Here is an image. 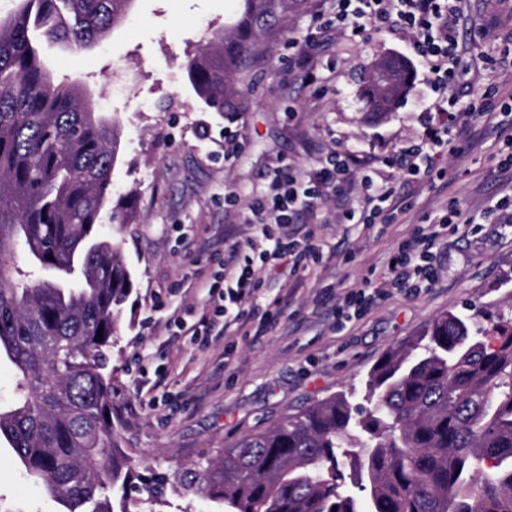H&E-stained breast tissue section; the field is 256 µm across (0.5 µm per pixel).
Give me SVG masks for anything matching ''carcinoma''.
I'll return each mask as SVG.
<instances>
[{"instance_id":"carcinoma-1","label":"carcinoma","mask_w":512,"mask_h":512,"mask_svg":"<svg viewBox=\"0 0 512 512\" xmlns=\"http://www.w3.org/2000/svg\"><path fill=\"white\" fill-rule=\"evenodd\" d=\"M235 32L211 34L186 65L201 101L226 84L283 0H240ZM132 0H17L0 16V355L16 369L0 438L61 512H114L110 495L151 502L167 484L213 512H512V319L449 312L371 367L356 388L248 434L198 470L133 484L104 374L131 277L95 234L117 160L118 121L82 86L55 81L31 29L92 48ZM368 111L392 112L412 70L387 55ZM25 267L11 261L16 250ZM103 338H98L97 331Z\"/></svg>"}]
</instances>
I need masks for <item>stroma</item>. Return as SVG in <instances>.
Segmentation results:
<instances>
[{
	"label": "stroma",
	"mask_w": 512,
	"mask_h": 512,
	"mask_svg": "<svg viewBox=\"0 0 512 512\" xmlns=\"http://www.w3.org/2000/svg\"><path fill=\"white\" fill-rule=\"evenodd\" d=\"M239 6V0H134L126 23L97 47L44 48L55 78L93 94L102 93L113 72L125 75L122 90L106 95L100 108L121 121L100 231L120 245L132 278L106 372L120 446L144 478L205 463L244 435L346 390L387 350L442 314L512 310V207L483 214L512 192V171L498 168L512 118L481 117L484 89L475 87L463 99L473 145L463 156H448V186L408 193L401 174L382 160L419 136L421 115L436 100L409 40L375 34L343 56L329 36L320 57L325 82L305 87L289 77L288 56L304 39L317 0H286L275 30L254 39L249 69L231 80L229 109L216 112L196 96L185 64L213 31L232 30ZM461 26L463 66L497 68L500 49L512 42V0H466ZM389 54L406 57L417 75L395 112L371 118L360 78ZM228 128L243 143L229 160ZM334 147L354 156L356 172L393 179L405 197L397 220L317 225L326 258L278 277L272 291L287 303L266 336H215L203 346L175 335L174 310L198 312L207 304L195 272L212 270L225 236L241 243L252 236L245 213L225 207V196L261 192L275 166L313 167ZM449 197L479 220L441 249L439 283L416 295L393 294L363 317L338 323L337 298L365 274L383 282L396 243ZM115 211L128 223H112ZM0 512H60L4 441Z\"/></svg>",
	"instance_id": "35a3bbf8"
}]
</instances>
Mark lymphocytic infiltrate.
<instances>
[{
	"label": "lymphocytic infiltrate",
	"mask_w": 512,
	"mask_h": 512,
	"mask_svg": "<svg viewBox=\"0 0 512 512\" xmlns=\"http://www.w3.org/2000/svg\"><path fill=\"white\" fill-rule=\"evenodd\" d=\"M334 12H316L306 41L297 46L289 71L302 82L319 83V58L325 35L330 30L361 38L373 32L405 33L412 40L427 81L437 95V109L446 119L428 123L420 140L394 155L390 164L409 182L445 180L446 171L437 167L446 152L464 149L468 130L459 119L458 88L464 87L460 69V21L464 0H332ZM350 153L330 150L317 169L279 166L273 171L265 195L257 198L227 197V204L249 212L248 223L260 235L259 241L234 243L218 259L219 269L203 285L208 305L195 320L178 318L182 332L200 343L237 328L246 336H262L278 320L276 313L263 309L261 299L284 261L293 268L317 264L323 250L316 243L312 225L320 223L331 193L340 192L350 181ZM361 207L340 208L338 217L347 221L362 215L364 224L396 220L398 196L390 181L361 178ZM470 214L454 199L443 205V213L432 222L416 227L401 240L389 262V287L377 289L362 281L336 304L337 319L361 316L390 292L419 293L439 280L438 254L449 237L474 223Z\"/></svg>",
	"instance_id": "lymphocytic-infiltrate-1"
}]
</instances>
